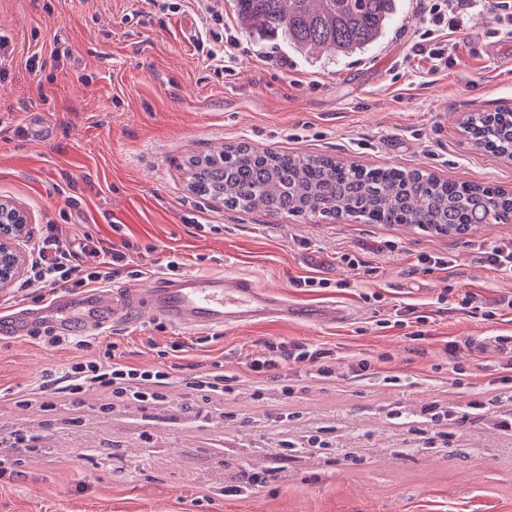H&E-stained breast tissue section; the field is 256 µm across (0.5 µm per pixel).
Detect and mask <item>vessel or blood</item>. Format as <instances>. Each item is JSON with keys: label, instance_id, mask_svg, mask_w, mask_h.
<instances>
[{"label": "vessel or blood", "instance_id": "1", "mask_svg": "<svg viewBox=\"0 0 512 512\" xmlns=\"http://www.w3.org/2000/svg\"><path fill=\"white\" fill-rule=\"evenodd\" d=\"M134 309L188 331L252 325L271 319L336 324L344 318L342 309L333 305L291 307L279 294L253 279L184 273L158 277L150 287L130 288L110 297L98 291L88 292L79 301L59 295L39 311L10 313L8 322L17 333L31 324L48 321L60 332L77 334L123 320Z\"/></svg>", "mask_w": 512, "mask_h": 512}]
</instances>
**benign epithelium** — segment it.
Returning a JSON list of instances; mask_svg holds the SVG:
<instances>
[{
  "label": "benign epithelium",
  "mask_w": 512,
  "mask_h": 512,
  "mask_svg": "<svg viewBox=\"0 0 512 512\" xmlns=\"http://www.w3.org/2000/svg\"><path fill=\"white\" fill-rule=\"evenodd\" d=\"M30 223L26 209L0 202V292L25 274L27 258L19 242L27 237Z\"/></svg>",
  "instance_id": "benign-epithelium-1"
}]
</instances>
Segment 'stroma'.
Masks as SVG:
<instances>
[{
    "label": "stroma",
    "instance_id": "stroma-1",
    "mask_svg": "<svg viewBox=\"0 0 512 512\" xmlns=\"http://www.w3.org/2000/svg\"><path fill=\"white\" fill-rule=\"evenodd\" d=\"M176 2L0 0V200L30 212L25 249L65 224L77 238L128 242L145 274L108 290L147 286L174 256L184 272L250 277L303 308L343 304L348 319L110 324L98 342L121 339L135 364L218 361L242 380L205 406L178 392L110 411L97 387L76 404L52 395L18 405L16 390L80 353L43 346V324L24 340L0 330V438L35 440L0 478V512H512V432L500 426L512 401H494L490 386L491 367L507 360L494 338L512 334V313L494 308L512 297V278L482 253L512 239V222L449 238L230 210L195 194L187 170L191 156L245 143L512 189V161L478 149L463 127L470 113L512 109V36L497 33V11L451 34V60L435 72L413 53L425 29L417 0H397L374 46L336 57L251 29L234 0ZM212 52L228 55L232 73L216 70ZM34 55L41 71L27 65ZM425 254L455 264L420 263ZM307 277L327 285L296 287ZM409 305L432 317L431 338L381 328ZM459 338L472 350L455 374L443 347ZM280 341L333 350L334 378L288 364L256 394L246 361ZM378 353L391 355L399 383L347 379L354 357ZM432 403L451 418L428 422ZM244 471L267 475L265 487L225 496Z\"/></svg>",
    "mask_w": 512,
    "mask_h": 512
}]
</instances>
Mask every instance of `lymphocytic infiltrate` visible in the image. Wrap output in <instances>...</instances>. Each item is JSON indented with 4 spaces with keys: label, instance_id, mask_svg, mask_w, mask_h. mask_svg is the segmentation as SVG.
<instances>
[{
    "label": "lymphocytic infiltrate",
    "instance_id": "f902f5d3",
    "mask_svg": "<svg viewBox=\"0 0 512 512\" xmlns=\"http://www.w3.org/2000/svg\"><path fill=\"white\" fill-rule=\"evenodd\" d=\"M482 5L483 0H420L421 15L427 29L415 48L416 54L429 59L433 66H440L448 57L449 47L447 40L437 36V29L463 32L469 13ZM83 250L95 258V265L80 264L68 248L61 228L55 224L47 225L33 248L29 275L17 283V290L60 285L84 288L113 280L126 269L127 255L117 246L106 247L90 238L84 243ZM46 342L54 347L66 345L87 349L91 355L44 371L22 393V400L50 394H60L73 400L85 387L95 385L105 388L115 397L141 404L166 400L172 391L182 388L209 402L231 391L238 382L237 376L225 374L218 362L195 373L179 374L171 367H145L130 363L117 341L109 342L98 354L91 351V337L84 335L50 336ZM331 355L328 349L271 343L264 355L250 359L247 367L252 384L258 386L270 379L272 371L288 362L298 364L309 372L311 378L327 380L333 376L329 364Z\"/></svg>",
    "mask_w": 512,
    "mask_h": 512
}]
</instances>
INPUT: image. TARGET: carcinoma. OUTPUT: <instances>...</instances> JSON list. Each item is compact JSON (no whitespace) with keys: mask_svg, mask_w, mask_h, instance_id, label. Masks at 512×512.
<instances>
[{"mask_svg":"<svg viewBox=\"0 0 512 512\" xmlns=\"http://www.w3.org/2000/svg\"><path fill=\"white\" fill-rule=\"evenodd\" d=\"M257 31L299 49L334 55L364 50L384 35L395 0H236ZM465 129L481 149L512 157V110L474 113ZM191 187L224 205L269 215L352 218L364 224H412L447 236L512 214V193L441 181L396 168L345 166L329 158L258 153L245 145L189 161Z\"/></svg>","mask_w":512,"mask_h":512,"instance_id":"obj_1","label":"carcinoma"}]
</instances>
